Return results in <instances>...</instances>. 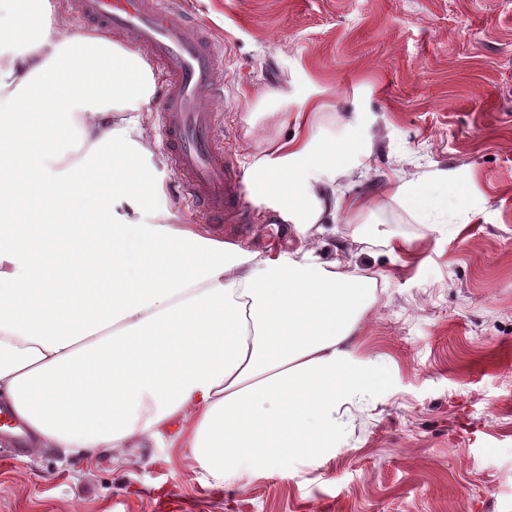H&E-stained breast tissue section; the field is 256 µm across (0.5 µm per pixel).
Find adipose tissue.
Masks as SVG:
<instances>
[{"instance_id": "adipose-tissue-1", "label": "adipose tissue", "mask_w": 512, "mask_h": 512, "mask_svg": "<svg viewBox=\"0 0 512 512\" xmlns=\"http://www.w3.org/2000/svg\"><path fill=\"white\" fill-rule=\"evenodd\" d=\"M154 92L138 54L64 37L51 0L0 19V409L66 455L166 433L216 481L273 473L335 447L370 389L351 354L370 286L310 247L264 256L144 221ZM316 109L251 165L293 224L352 206L341 158L314 153Z\"/></svg>"}]
</instances>
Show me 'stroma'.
<instances>
[{"mask_svg": "<svg viewBox=\"0 0 512 512\" xmlns=\"http://www.w3.org/2000/svg\"><path fill=\"white\" fill-rule=\"evenodd\" d=\"M224 52V145L257 222L241 248L315 242L367 278L353 355L369 395L336 449L277 473L203 481L160 440L93 457L35 448L0 457V512H512V0H185ZM320 103L325 153L349 144L367 200L332 224H278L250 165L286 118ZM151 212L200 223L166 156ZM420 181L437 208L406 206ZM403 252H395V245Z\"/></svg>", "mask_w": 512, "mask_h": 512, "instance_id": "obj_1", "label": "stroma"}]
</instances>
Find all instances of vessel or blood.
I'll return each mask as SVG.
<instances>
[{"label": "vessel or blood", "mask_w": 512, "mask_h": 512, "mask_svg": "<svg viewBox=\"0 0 512 512\" xmlns=\"http://www.w3.org/2000/svg\"><path fill=\"white\" fill-rule=\"evenodd\" d=\"M182 10V0H66L65 13L97 23L159 67L165 84L153 133L178 175L182 205L207 223L241 227L253 213L215 108L224 96V55Z\"/></svg>", "instance_id": "obj_1"}]
</instances>
